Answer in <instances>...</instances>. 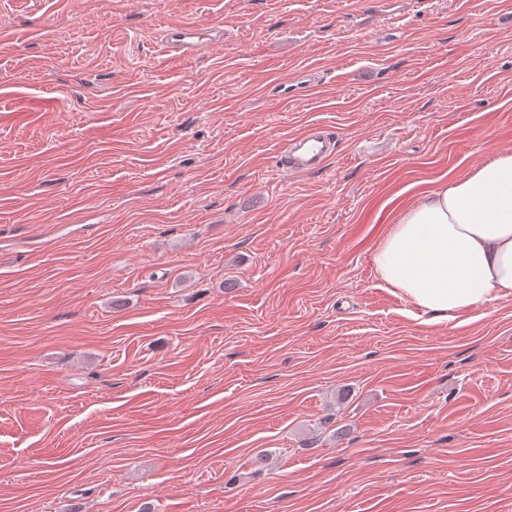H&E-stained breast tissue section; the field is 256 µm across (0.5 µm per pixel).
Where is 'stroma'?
Returning a JSON list of instances; mask_svg holds the SVG:
<instances>
[{"mask_svg": "<svg viewBox=\"0 0 512 512\" xmlns=\"http://www.w3.org/2000/svg\"><path fill=\"white\" fill-rule=\"evenodd\" d=\"M178 19L224 38L169 62ZM1 30L0 512H512V299L432 323L371 263L512 150V0H0ZM311 126L336 151L291 174Z\"/></svg>", "mask_w": 512, "mask_h": 512, "instance_id": "stroma-1", "label": "stroma"}]
</instances>
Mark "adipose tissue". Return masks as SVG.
Segmentation results:
<instances>
[{"label": "adipose tissue", "mask_w": 512, "mask_h": 512, "mask_svg": "<svg viewBox=\"0 0 512 512\" xmlns=\"http://www.w3.org/2000/svg\"><path fill=\"white\" fill-rule=\"evenodd\" d=\"M371 263L386 287L438 323L511 299L512 151L403 207Z\"/></svg>", "instance_id": "adipose-tissue-1"}]
</instances>
